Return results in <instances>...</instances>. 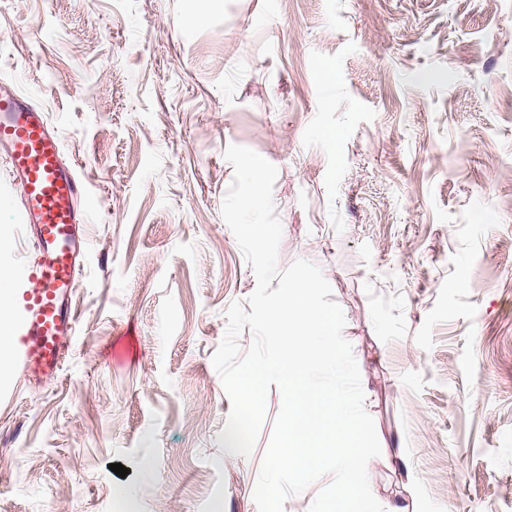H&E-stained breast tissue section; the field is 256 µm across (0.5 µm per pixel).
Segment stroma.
<instances>
[{"mask_svg":"<svg viewBox=\"0 0 512 512\" xmlns=\"http://www.w3.org/2000/svg\"><path fill=\"white\" fill-rule=\"evenodd\" d=\"M0 86L90 193L64 370L0 374V512H257L281 396L234 455L212 365L256 287L231 144L343 310L379 503L512 512V0H0ZM32 255L0 159V277Z\"/></svg>","mask_w":512,"mask_h":512,"instance_id":"obj_1","label":"stroma"}]
</instances>
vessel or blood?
<instances>
[{
	"mask_svg": "<svg viewBox=\"0 0 512 512\" xmlns=\"http://www.w3.org/2000/svg\"><path fill=\"white\" fill-rule=\"evenodd\" d=\"M0 153L20 200L22 233L34 247L11 340L17 365L36 388L62 372L77 332L72 295L87 243V191L40 106L12 90H0Z\"/></svg>",
	"mask_w": 512,
	"mask_h": 512,
	"instance_id": "b4317fda",
	"label": "vessel or blood"
}]
</instances>
